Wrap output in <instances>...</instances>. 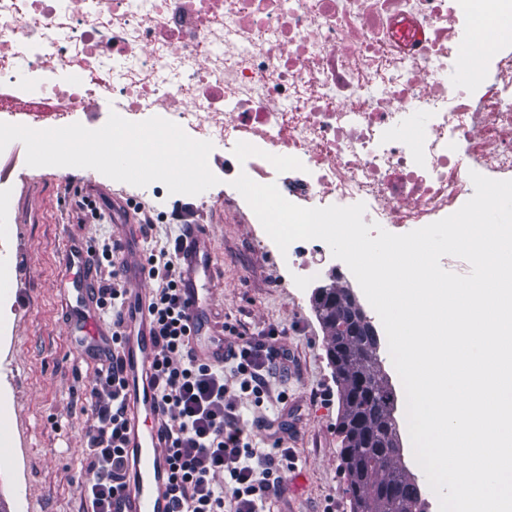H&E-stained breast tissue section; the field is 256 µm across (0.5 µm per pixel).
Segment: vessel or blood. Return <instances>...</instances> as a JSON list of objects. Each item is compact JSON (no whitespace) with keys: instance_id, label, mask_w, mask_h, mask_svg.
<instances>
[{"instance_id":"1","label":"vessel or blood","mask_w":512,"mask_h":512,"mask_svg":"<svg viewBox=\"0 0 512 512\" xmlns=\"http://www.w3.org/2000/svg\"><path fill=\"white\" fill-rule=\"evenodd\" d=\"M121 256L126 276L137 283L142 278L137 235L124 239ZM179 257L183 299L192 328L188 348L199 360H223L227 353L223 327L209 317V294L200 284L202 273L211 265L209 232L205 225H192L182 240ZM149 297V290L138 285L128 292L123 311V343L117 350L125 378L126 489L121 512H172L173 509L168 439L158 415L153 370L157 346Z\"/></svg>"}]
</instances>
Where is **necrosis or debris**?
I'll return each mask as SVG.
<instances>
[{"label": "necrosis or debris", "instance_id": "1", "mask_svg": "<svg viewBox=\"0 0 512 512\" xmlns=\"http://www.w3.org/2000/svg\"><path fill=\"white\" fill-rule=\"evenodd\" d=\"M473 3L0 0V112L120 96L294 204L421 228L512 179V37L474 38Z\"/></svg>", "mask_w": 512, "mask_h": 512}]
</instances>
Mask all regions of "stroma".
<instances>
[{
    "mask_svg": "<svg viewBox=\"0 0 512 512\" xmlns=\"http://www.w3.org/2000/svg\"><path fill=\"white\" fill-rule=\"evenodd\" d=\"M65 124L102 127L107 113L92 102L66 108ZM0 121L35 129L57 127L55 118L1 114ZM218 185L195 195L135 187L90 168L31 167L21 142L0 152L7 177L0 191L12 200L11 230L0 237L7 274L0 281V448L12 455L0 465V496L7 512H78L90 479L87 448L92 420L87 410L96 374L94 360L71 344L78 308L64 259L70 248L100 247L120 239L127 223L118 206L133 198L166 216L142 247L172 250L180 221L207 225L215 274L210 314L238 325L246 337L273 335L288 351V369L271 379L272 392L287 391L279 404L241 399L238 412L253 447H270L256 417L285 429L292 466L266 512H352L338 432L339 387L327 356V337L312 288L294 283L288 258L258 224L231 185L223 146L208 157ZM93 195L101 220L85 217L78 203Z\"/></svg>",
    "mask_w": 512,
    "mask_h": 512,
    "instance_id": "35a3bbf8",
    "label": "stroma"
}]
</instances>
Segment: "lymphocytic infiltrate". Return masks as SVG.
<instances>
[{
	"label": "lymphocytic infiltrate",
	"instance_id": "1",
	"mask_svg": "<svg viewBox=\"0 0 512 512\" xmlns=\"http://www.w3.org/2000/svg\"><path fill=\"white\" fill-rule=\"evenodd\" d=\"M143 270L159 283L150 307L158 342L159 408L170 438L173 512H264L267 498L282 484L291 453L279 436L269 451L253 448L235 408L239 393L258 400L269 395V378L285 367L288 353L243 340L238 327L228 324L224 343L235 368L228 372L196 361L187 350L190 327L181 301L177 253L149 254ZM232 381L238 383V392H230ZM123 388L120 367L102 360L90 392L95 424L88 455L93 477L82 501L90 512H118L125 490Z\"/></svg>",
	"mask_w": 512,
	"mask_h": 512
}]
</instances>
